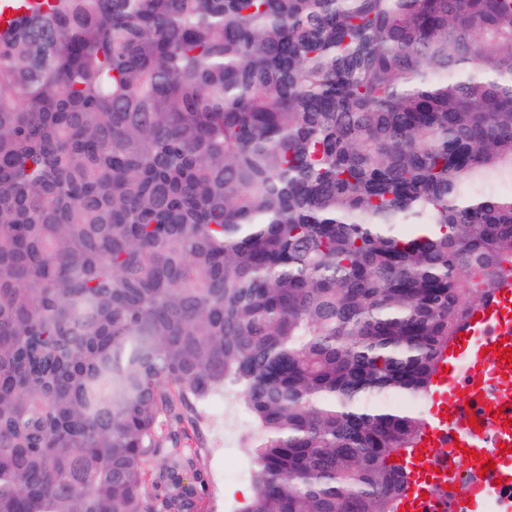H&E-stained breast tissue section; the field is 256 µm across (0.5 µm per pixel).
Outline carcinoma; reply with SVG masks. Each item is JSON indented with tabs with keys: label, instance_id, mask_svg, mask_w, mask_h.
Wrapping results in <instances>:
<instances>
[{
	"label": "carcinoma",
	"instance_id": "obj_1",
	"mask_svg": "<svg viewBox=\"0 0 512 512\" xmlns=\"http://www.w3.org/2000/svg\"><path fill=\"white\" fill-rule=\"evenodd\" d=\"M0 30V512H398L512 263V0H16ZM169 460L157 474L158 456ZM183 426L199 453L194 484L203 510L198 512H243L253 494V459L243 447L253 432L247 411L217 394L198 408L195 432Z\"/></svg>",
	"mask_w": 512,
	"mask_h": 512
}]
</instances>
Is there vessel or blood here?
I'll return each mask as SVG.
<instances>
[{"instance_id": "1", "label": "vessel or blood", "mask_w": 512, "mask_h": 512, "mask_svg": "<svg viewBox=\"0 0 512 512\" xmlns=\"http://www.w3.org/2000/svg\"><path fill=\"white\" fill-rule=\"evenodd\" d=\"M459 341L444 352L434 378L432 416L413 450L432 472L423 486H413L400 512H447L462 507L473 512L482 488L448 493V476L437 473L439 449L472 471H481L501 446H512V367L503 359L512 348V277L477 308Z\"/></svg>"}]
</instances>
